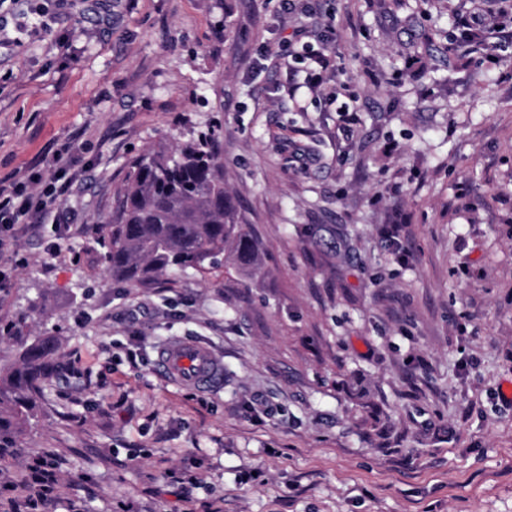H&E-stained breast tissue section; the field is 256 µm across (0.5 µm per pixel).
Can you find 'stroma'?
<instances>
[{"label":"stroma","mask_w":512,"mask_h":512,"mask_svg":"<svg viewBox=\"0 0 512 512\" xmlns=\"http://www.w3.org/2000/svg\"><path fill=\"white\" fill-rule=\"evenodd\" d=\"M471 6L324 0L331 100L263 59L295 24L279 0L0 5V180L85 146L59 209L0 249V323L69 367L0 512H512V39L459 48ZM211 127L263 275L107 278L90 227L132 161ZM173 339L223 361L217 387L156 373Z\"/></svg>","instance_id":"stroma-1"}]
</instances>
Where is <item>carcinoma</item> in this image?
Segmentation results:
<instances>
[{
    "mask_svg": "<svg viewBox=\"0 0 512 512\" xmlns=\"http://www.w3.org/2000/svg\"><path fill=\"white\" fill-rule=\"evenodd\" d=\"M92 230L104 242L109 277L133 285L225 265L248 277L262 271L259 242L224 187L218 141L211 133L136 158L108 223ZM0 341L16 348L15 359L0 365V450L18 456L24 449L17 435L37 415L44 384L68 367L59 361L55 337L31 336L20 322L0 325Z\"/></svg>",
    "mask_w": 512,
    "mask_h": 512,
    "instance_id": "1",
    "label": "carcinoma"
}]
</instances>
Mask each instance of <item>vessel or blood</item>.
Wrapping results in <instances>:
<instances>
[{
  "label": "vessel or blood",
  "instance_id": "vessel-or-blood-1",
  "mask_svg": "<svg viewBox=\"0 0 512 512\" xmlns=\"http://www.w3.org/2000/svg\"><path fill=\"white\" fill-rule=\"evenodd\" d=\"M156 371L180 386L206 390L221 379V361L209 349L186 340L164 344L155 360Z\"/></svg>",
  "mask_w": 512,
  "mask_h": 512
}]
</instances>
